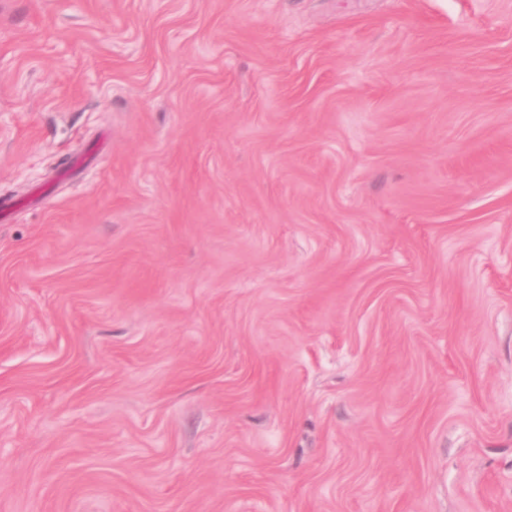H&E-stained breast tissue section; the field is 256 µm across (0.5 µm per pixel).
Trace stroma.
<instances>
[{
    "instance_id": "stroma-1",
    "label": "stroma",
    "mask_w": 512,
    "mask_h": 512,
    "mask_svg": "<svg viewBox=\"0 0 512 512\" xmlns=\"http://www.w3.org/2000/svg\"><path fill=\"white\" fill-rule=\"evenodd\" d=\"M0 512H512V0H0Z\"/></svg>"
}]
</instances>
